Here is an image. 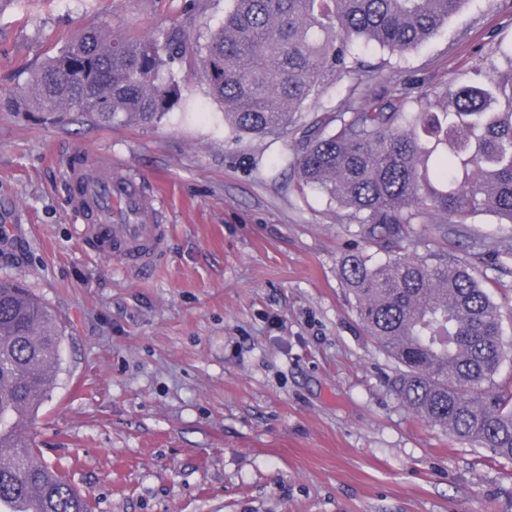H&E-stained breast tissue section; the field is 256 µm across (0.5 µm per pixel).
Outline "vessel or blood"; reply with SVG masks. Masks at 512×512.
<instances>
[{
  "instance_id": "b4317fda",
  "label": "vessel or blood",
  "mask_w": 512,
  "mask_h": 512,
  "mask_svg": "<svg viewBox=\"0 0 512 512\" xmlns=\"http://www.w3.org/2000/svg\"><path fill=\"white\" fill-rule=\"evenodd\" d=\"M65 179L71 209L80 218L77 236L92 254L118 259L133 278L156 266L169 227L159 221L154 195L122 170L100 173L83 161L70 164Z\"/></svg>"
}]
</instances>
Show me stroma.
I'll use <instances>...</instances> for the list:
<instances>
[{
	"label": "stroma",
	"mask_w": 512,
	"mask_h": 512,
	"mask_svg": "<svg viewBox=\"0 0 512 512\" xmlns=\"http://www.w3.org/2000/svg\"><path fill=\"white\" fill-rule=\"evenodd\" d=\"M8 0L0 6V97L104 22L205 44L229 0ZM512 0H473L404 55L363 47L364 68L433 91L477 68L512 75ZM181 66L183 106L150 127L57 122L0 106V279H19L59 318L55 388L28 431L93 512H512V467L401 404L397 364L369 336L339 266L392 251L283 162L315 114L347 103L348 80L281 135L238 136ZM159 195L165 253L133 279L74 232L64 169L73 153ZM441 216L409 247L465 259L512 244L483 212L470 237ZM474 274L512 337V256Z\"/></svg>",
	"instance_id": "obj_1"
}]
</instances>
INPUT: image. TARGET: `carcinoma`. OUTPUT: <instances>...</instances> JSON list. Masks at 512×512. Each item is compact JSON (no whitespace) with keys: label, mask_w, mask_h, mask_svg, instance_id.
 Instances as JSON below:
<instances>
[{"label":"carcinoma","mask_w":512,"mask_h":512,"mask_svg":"<svg viewBox=\"0 0 512 512\" xmlns=\"http://www.w3.org/2000/svg\"><path fill=\"white\" fill-rule=\"evenodd\" d=\"M474 0H230L223 24L197 49L208 95L238 135L277 136L307 102L337 81L351 100L314 116L284 161L301 183L351 211L363 236L390 249L413 240L434 213L469 235L492 211L512 224V84L491 74L434 95L399 90L382 69L363 71L357 42L403 53L431 38ZM186 40L163 29L148 39L108 24L80 31L8 101L20 112L100 127L151 126L178 106L175 72ZM384 93H367L369 82ZM438 106L441 111L434 112ZM511 255L481 249L471 260L403 254L370 264L347 255L341 277L361 323L400 368L397 399L454 439L512 463V361L497 304L472 262ZM63 329L18 280H0V512H91L61 469L43 464L26 429L55 388Z\"/></svg>","instance_id":"1"}]
</instances>
